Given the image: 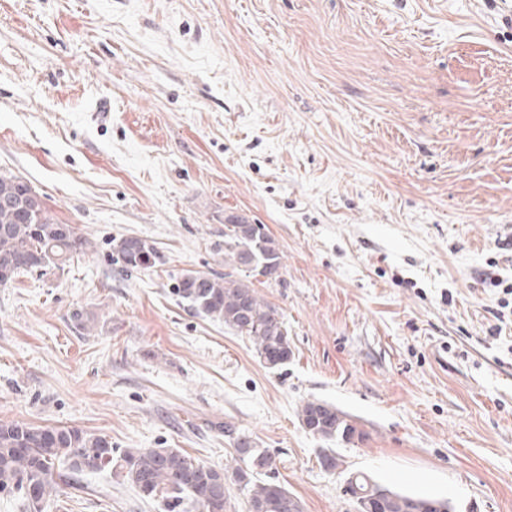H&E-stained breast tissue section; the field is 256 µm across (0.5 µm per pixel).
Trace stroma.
<instances>
[{
    "mask_svg": "<svg viewBox=\"0 0 512 512\" xmlns=\"http://www.w3.org/2000/svg\"><path fill=\"white\" fill-rule=\"evenodd\" d=\"M504 0H0V172L87 239L0 288V424L223 466L232 423L303 512L346 471L512 512V25ZM282 255L256 283L293 356L171 293L225 271L224 216ZM135 235L154 266L125 268ZM320 400L362 440L302 425ZM45 512H163L105 472ZM127 240L128 237L121 238L113 245V249L117 252L127 268L138 269L151 263L155 264L158 256L152 246L148 248V245H146L147 254H145L144 261H141L140 258H137V256L128 249Z\"/></svg>",
    "mask_w": 512,
    "mask_h": 512,
    "instance_id": "35a3bbf8",
    "label": "stroma"
}]
</instances>
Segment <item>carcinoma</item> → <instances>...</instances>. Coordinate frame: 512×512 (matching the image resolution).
Here are the masks:
<instances>
[{
    "mask_svg": "<svg viewBox=\"0 0 512 512\" xmlns=\"http://www.w3.org/2000/svg\"><path fill=\"white\" fill-rule=\"evenodd\" d=\"M28 183L0 173V274L12 283L22 271L64 265L80 253L86 240L65 231L44 207L28 201ZM113 249L130 269L153 264L154 248L141 260L119 239ZM224 265L231 271L222 275L189 272L176 280L173 295L181 303L224 327L245 336L260 357L279 353L275 361L264 360L269 369L288 362L292 351L288 327L278 311L265 302L256 289L243 291L239 274L269 277L280 269L282 255L264 224L250 222L224 225ZM309 433L329 442L352 443L362 439L352 418L332 404L307 401L299 412ZM246 454L235 450L232 461L218 470L176 448H133L121 453L103 436L76 428H43L24 423L0 424V493H18L26 512H43L44 504L77 475L108 471L137 488L144 496L160 500L168 512H226L227 501L217 502L215 480L230 479L247 491V508L259 512H302L298 498L284 486L263 479L276 466L275 456L266 448L248 442ZM356 512H430L435 497L417 496L395 489L376 495L385 485L364 472H353ZM37 488L31 497L29 487Z\"/></svg>",
    "mask_w": 512,
    "mask_h": 512,
    "instance_id": "carcinoma-1",
    "label": "carcinoma"
}]
</instances>
